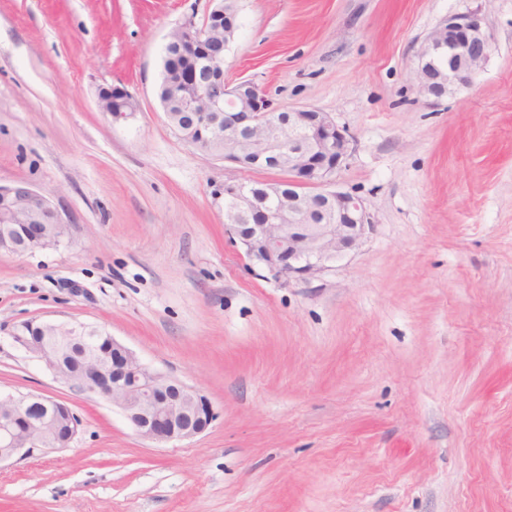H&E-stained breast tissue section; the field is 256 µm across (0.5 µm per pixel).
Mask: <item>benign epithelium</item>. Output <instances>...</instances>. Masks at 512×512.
<instances>
[{"instance_id": "obj_1", "label": "benign epithelium", "mask_w": 512, "mask_h": 512, "mask_svg": "<svg viewBox=\"0 0 512 512\" xmlns=\"http://www.w3.org/2000/svg\"><path fill=\"white\" fill-rule=\"evenodd\" d=\"M224 22V36L234 39L238 12L226 0H211L201 24L188 19L173 28L166 48L201 51L204 80L191 83L184 112L191 119L185 141L205 155L213 154L217 119L224 118V160L242 169L269 168L289 173L295 190L288 206L263 212L256 224H227L225 232L238 245L249 268L284 283L309 281L330 269V263L356 249L371 226L363 201L330 189L337 169L351 152L352 139L328 112L302 107H273L266 90L250 79L224 80V57L207 50ZM492 51L491 27L478 13L454 15L422 41L413 72L421 93L435 99L452 93L478 75ZM97 106L119 120L138 109V101L121 87L102 88ZM26 206L28 228L21 239L10 238L26 253L58 244L66 221L50 198L26 183L0 186V223L16 221V202ZM224 203L240 212L251 206L249 187L224 183ZM66 340L84 350L87 364L64 375L53 361L48 337L20 338L21 347L42 360L54 377L83 393L99 396L120 408L132 430L144 440L163 443L195 437L216 419L209 399L196 388L142 364L108 332L82 322H64ZM107 343V350L87 352L89 340ZM46 414L35 421L34 409ZM78 421L69 407L36 394L0 397V464L24 459L35 448L69 447Z\"/></svg>"}]
</instances>
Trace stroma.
<instances>
[{
	"label": "stroma",
	"mask_w": 512,
	"mask_h": 512,
	"mask_svg": "<svg viewBox=\"0 0 512 512\" xmlns=\"http://www.w3.org/2000/svg\"><path fill=\"white\" fill-rule=\"evenodd\" d=\"M209 0H0V185L30 184L60 243L0 252V393L80 421L0 470V512H512V0H240L227 80L331 113L333 177L373 220L318 278L250 272L224 183L157 95L166 37ZM488 18L484 70L442 99L410 75L444 18ZM139 109L113 121L101 88ZM27 320L106 329L218 417L156 444L12 339Z\"/></svg>",
	"instance_id": "35a3bbf8"
}]
</instances>
